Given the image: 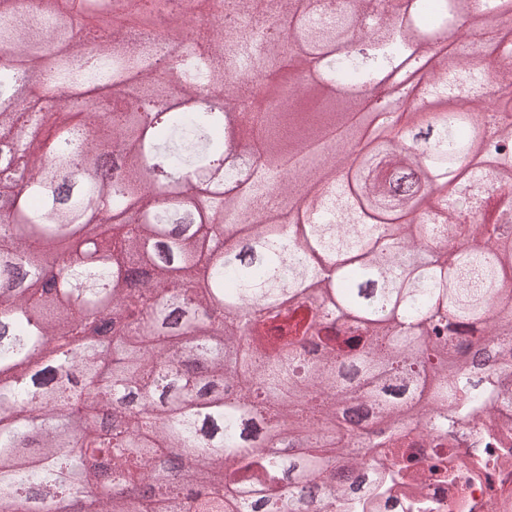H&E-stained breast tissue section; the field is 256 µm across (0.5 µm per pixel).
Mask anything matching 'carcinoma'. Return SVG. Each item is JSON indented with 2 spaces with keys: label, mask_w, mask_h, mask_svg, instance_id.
<instances>
[{
  "label": "carcinoma",
  "mask_w": 512,
  "mask_h": 512,
  "mask_svg": "<svg viewBox=\"0 0 512 512\" xmlns=\"http://www.w3.org/2000/svg\"><path fill=\"white\" fill-rule=\"evenodd\" d=\"M361 13L370 59L338 51ZM459 16H512V0H282L256 38L216 29L220 60L182 48L181 96L155 122L139 112L164 93L139 46L153 31L88 45L0 0V171L33 172L23 194L0 180V512H225L233 488L236 512H329L396 425L439 448L483 409V373L512 351V307L487 324L512 234L475 190L512 210V126L482 85L512 95V30L490 76L481 45L430 52ZM406 63L429 66L430 108L397 133L377 121L347 159L370 112L330 93ZM259 68L291 80L265 84L257 125L200 104L229 76L244 95ZM19 83L112 90L97 137L86 99L20 107ZM116 134L109 180L99 140ZM233 141L255 158L247 177L194 184ZM62 245L78 258L32 300ZM75 314L93 335L60 352Z\"/></svg>",
  "instance_id": "1"
}]
</instances>
